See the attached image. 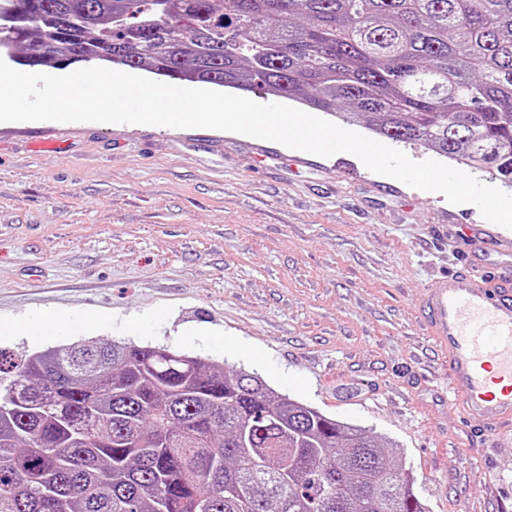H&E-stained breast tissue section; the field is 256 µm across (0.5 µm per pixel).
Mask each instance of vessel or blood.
Segmentation results:
<instances>
[{
  "label": "vessel or blood",
  "instance_id": "vessel-or-blood-1",
  "mask_svg": "<svg viewBox=\"0 0 512 512\" xmlns=\"http://www.w3.org/2000/svg\"><path fill=\"white\" fill-rule=\"evenodd\" d=\"M418 314L445 353L464 418L512 430V274L468 258L464 269L430 282Z\"/></svg>",
  "mask_w": 512,
  "mask_h": 512
}]
</instances>
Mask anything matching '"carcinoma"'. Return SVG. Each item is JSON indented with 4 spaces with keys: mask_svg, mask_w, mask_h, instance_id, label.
I'll return each instance as SVG.
<instances>
[{
    "mask_svg": "<svg viewBox=\"0 0 512 512\" xmlns=\"http://www.w3.org/2000/svg\"><path fill=\"white\" fill-rule=\"evenodd\" d=\"M0 58L102 61L359 116L512 186V0H0ZM0 512H429L371 430L258 374L80 339L0 350Z\"/></svg>",
    "mask_w": 512,
    "mask_h": 512,
    "instance_id": "cac0c4a2",
    "label": "carcinoma"
}]
</instances>
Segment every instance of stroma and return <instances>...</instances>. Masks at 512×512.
<instances>
[{
  "label": "stroma",
  "mask_w": 512,
  "mask_h": 512,
  "mask_svg": "<svg viewBox=\"0 0 512 512\" xmlns=\"http://www.w3.org/2000/svg\"><path fill=\"white\" fill-rule=\"evenodd\" d=\"M472 204L228 131L0 122V348L164 345L396 445L429 512H512V433L465 423L417 306Z\"/></svg>",
  "instance_id": "1"
}]
</instances>
